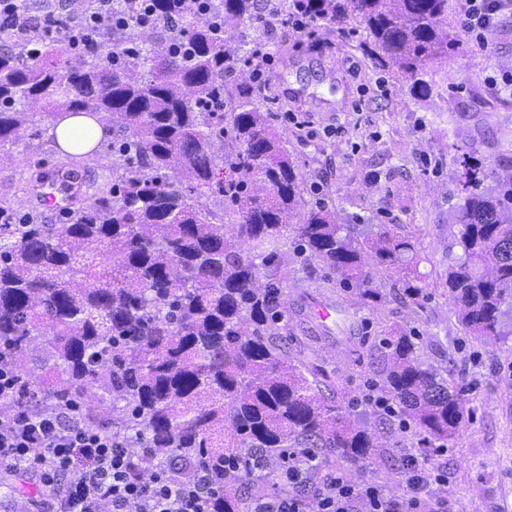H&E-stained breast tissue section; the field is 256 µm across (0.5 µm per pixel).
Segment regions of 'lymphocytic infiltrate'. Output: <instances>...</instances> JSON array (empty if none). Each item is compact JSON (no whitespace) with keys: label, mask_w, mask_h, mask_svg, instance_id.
<instances>
[{"label":"lymphocytic infiltrate","mask_w":512,"mask_h":512,"mask_svg":"<svg viewBox=\"0 0 512 512\" xmlns=\"http://www.w3.org/2000/svg\"><path fill=\"white\" fill-rule=\"evenodd\" d=\"M512 11V0H464L459 15L462 36L485 45V35ZM36 393L17 373L0 365V400L12 402L0 420V474H32L40 488L35 499L23 502V512H209L212 496L208 474L197 463L188 467L161 465L148 478L131 474L133 450L126 436L89 425L83 410L70 399L55 402L52 411L36 406ZM405 484L409 495L397 499L373 483H353L329 475L316 497V512H349L359 502L369 512H445L430 479L408 453Z\"/></svg>","instance_id":"lymphocytic-infiltrate-1"}]
</instances>
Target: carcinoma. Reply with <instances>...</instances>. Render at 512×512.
<instances>
[{
  "mask_svg": "<svg viewBox=\"0 0 512 512\" xmlns=\"http://www.w3.org/2000/svg\"><path fill=\"white\" fill-rule=\"evenodd\" d=\"M162 19L138 24L146 5ZM112 0L126 26L95 36L88 49L64 47V28L17 35L0 28V148L37 152L50 127L85 114L109 127L101 149L112 183L89 200L70 195L63 221L18 216L0 198V360L44 398L66 396L100 424L101 404L121 411L112 430L151 449L148 461H195L212 472L210 512H253L256 455L275 477L288 451L316 448L353 471L378 455V435L430 446L450 441L465 415L451 371L418 362L402 327L384 332L383 368L373 383L398 417L371 407L369 430L336 400L339 383L323 366L288 354L282 324L288 276L318 267L363 305L382 300L365 259L408 271L412 242L385 226L360 239L318 203L302 209L304 180L287 141L260 110L263 89L235 85L241 57L225 44L251 35L266 16H310L362 31V51L413 80L455 48L443 22L448 0ZM47 109L38 124L35 105ZM90 130L74 132L70 159ZM465 164L464 256L446 285L461 326L504 338L512 309V177ZM233 236L224 235V225Z\"/></svg>",
  "mask_w": 512,
  "mask_h": 512,
  "instance_id": "obj_1",
  "label": "carcinoma"
}]
</instances>
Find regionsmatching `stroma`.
<instances>
[{
	"mask_svg": "<svg viewBox=\"0 0 512 512\" xmlns=\"http://www.w3.org/2000/svg\"><path fill=\"white\" fill-rule=\"evenodd\" d=\"M264 40L272 53L268 119L299 164L306 206L325 201L337 223L364 238L379 225L395 226L414 244L427 294L422 309L412 311L392 298L397 277L380 272L374 284L390 299L364 307L355 294L329 287L322 271L297 273L285 290L289 347L305 343L308 360L334 371L349 405L382 368V328L414 331L419 361L453 370L467 391L468 420L434 459L447 512H512V338L467 335L444 286L450 259L462 252L454 208L463 157L512 174V94L499 85L502 74H512V15L489 31L484 50L462 44L436 63L424 96L397 71L375 65L358 49L359 35H342L336 25L319 23L310 36L279 26ZM298 118L309 128L297 130ZM64 160L48 147L0 164V195L12 197L20 212L38 209L45 223H60V211L42 209L31 186ZM313 300L336 306L341 326L319 325L309 312ZM403 454L386 447L361 467L358 481L403 496L402 473L393 467Z\"/></svg>",
	"mask_w": 512,
	"mask_h": 512,
	"instance_id": "stroma-1",
	"label": "stroma"
}]
</instances>
